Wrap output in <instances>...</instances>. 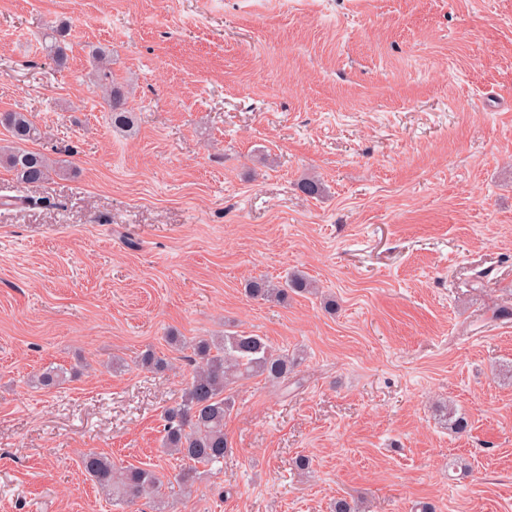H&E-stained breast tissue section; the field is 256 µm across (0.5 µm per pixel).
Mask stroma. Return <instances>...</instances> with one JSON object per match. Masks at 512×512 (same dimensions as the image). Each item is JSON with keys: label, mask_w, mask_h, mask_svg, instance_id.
Returning a JSON list of instances; mask_svg holds the SVG:
<instances>
[{"label": "stroma", "mask_w": 512, "mask_h": 512, "mask_svg": "<svg viewBox=\"0 0 512 512\" xmlns=\"http://www.w3.org/2000/svg\"><path fill=\"white\" fill-rule=\"evenodd\" d=\"M5 111L72 172L0 166V512H512V0H0ZM296 271L318 293H244ZM171 332L297 365L230 385L231 449L190 492L116 504L84 453L179 468ZM103 102L112 115L113 129L131 131L134 126L133 113L127 105V92L124 85L114 80L102 85Z\"/></svg>", "instance_id": "stroma-1"}]
</instances>
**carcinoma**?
<instances>
[{"mask_svg":"<svg viewBox=\"0 0 512 512\" xmlns=\"http://www.w3.org/2000/svg\"><path fill=\"white\" fill-rule=\"evenodd\" d=\"M50 52L59 66L64 64L66 48L64 34L55 29L51 35ZM103 102L112 115V128L130 131L133 113L127 105L124 85L113 80L103 84ZM0 126L7 128L13 144L0 148V163L7 165L21 182L37 186L51 174L61 175L68 168L44 154L19 147L35 141L40 132L36 123L20 112H0ZM313 285L299 274L285 284L274 286L264 277L251 280L247 295L254 300L275 297L288 298V292H302ZM193 369L181 401L164 414L162 447L180 456L183 465L176 475L182 489L191 488L199 474L198 466H213L224 462L230 445L224 434V419L232 408V398L224 395L234 380L262 375L273 384L288 380L295 361L287 352L273 348L256 334L232 333L215 338H200L192 344ZM88 475L103 490L129 503L159 492L165 475L153 470L122 466L111 458L90 451L83 457Z\"/></svg>","mask_w":512,"mask_h":512,"instance_id":"cac0c4a2","label":"carcinoma"}]
</instances>
